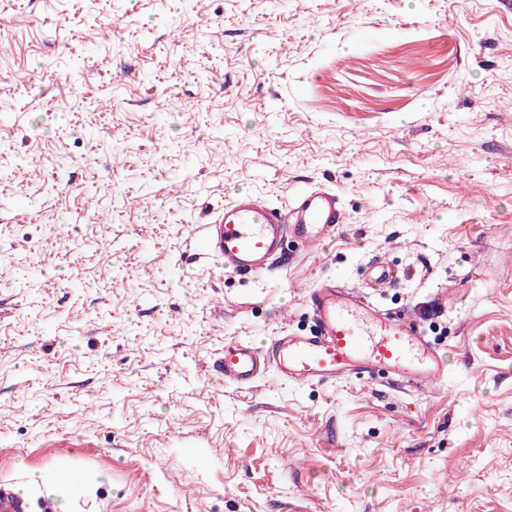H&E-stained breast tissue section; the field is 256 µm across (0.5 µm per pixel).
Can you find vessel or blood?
Returning a JSON list of instances; mask_svg holds the SVG:
<instances>
[{
    "label": "vessel or blood",
    "mask_w": 512,
    "mask_h": 512,
    "mask_svg": "<svg viewBox=\"0 0 512 512\" xmlns=\"http://www.w3.org/2000/svg\"><path fill=\"white\" fill-rule=\"evenodd\" d=\"M346 221L340 196L309 187L280 208L240 191L225 202L197 242L199 253L225 272L259 277L277 261L284 239L311 249L330 242ZM312 327L270 344L238 339L224 345V380L244 388L275 373L298 386H321L357 374L438 385L448 366L421 320L392 316L336 279L323 280L307 297Z\"/></svg>",
    "instance_id": "obj_1"
}]
</instances>
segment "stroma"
I'll use <instances>...</instances> for the list:
<instances>
[{
	"label": "stroma",
	"instance_id": "obj_1",
	"mask_svg": "<svg viewBox=\"0 0 512 512\" xmlns=\"http://www.w3.org/2000/svg\"><path fill=\"white\" fill-rule=\"evenodd\" d=\"M313 184L327 247L198 262L234 193ZM376 264L444 389L224 383L226 341ZM28 472L93 475L80 512H512V0H0V481Z\"/></svg>",
	"mask_w": 512,
	"mask_h": 512
}]
</instances>
